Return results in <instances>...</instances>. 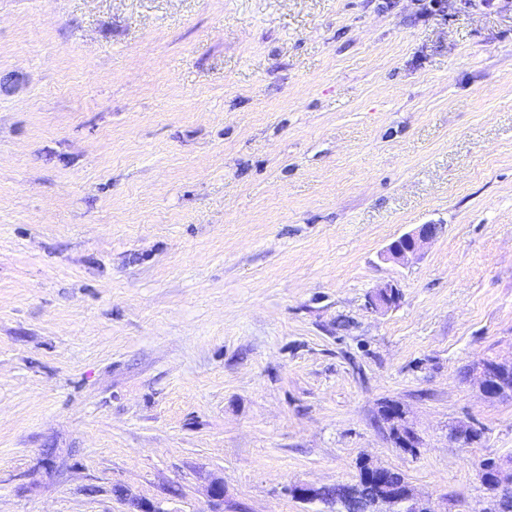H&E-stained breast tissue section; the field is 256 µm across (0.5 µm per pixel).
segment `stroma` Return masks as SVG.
<instances>
[{
    "mask_svg": "<svg viewBox=\"0 0 512 512\" xmlns=\"http://www.w3.org/2000/svg\"><path fill=\"white\" fill-rule=\"evenodd\" d=\"M487 358L512 0H0V512H326L290 487L363 458L488 512L512 401L462 375ZM436 224H421L413 231L393 241L387 248L388 259L404 262L408 257L419 253L436 235ZM386 423L389 428V436L396 446L411 451L421 444L420 437L407 422L406 412L401 406H398Z\"/></svg>",
    "mask_w": 512,
    "mask_h": 512,
    "instance_id": "obj_1",
    "label": "stroma"
}]
</instances>
